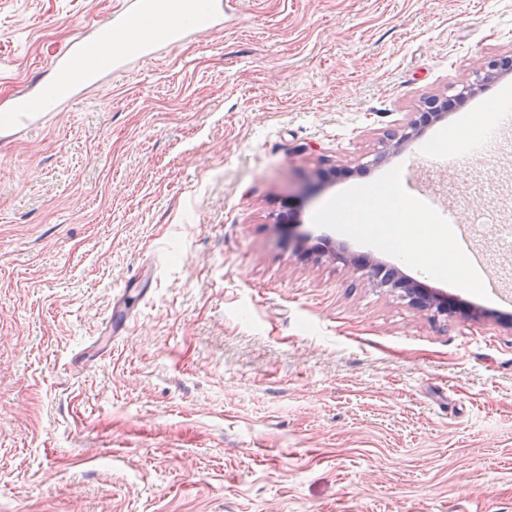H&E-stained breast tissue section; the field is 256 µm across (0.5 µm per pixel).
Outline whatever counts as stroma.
Listing matches in <instances>:
<instances>
[{
    "label": "stroma",
    "instance_id": "35a3bbf8",
    "mask_svg": "<svg viewBox=\"0 0 512 512\" xmlns=\"http://www.w3.org/2000/svg\"><path fill=\"white\" fill-rule=\"evenodd\" d=\"M119 0H0V100ZM199 33L0 139V512H512V303L339 230L355 188L475 138L512 0H228ZM425 167L512 290V133ZM293 212L291 223L278 218ZM398 267L434 317L337 261ZM503 64H509L511 66L512 58L502 57L491 60L484 58L478 60V62H476L473 67V73L475 74L476 77L475 82L463 84L462 87L457 92V94L464 95L470 92H474L477 89V86L479 85L480 82L487 78L493 77L496 74L497 70ZM444 114L442 112H423L418 117L411 118L403 129L402 134L399 137L389 136L385 141H383V148L376 157L378 160L380 157H384L390 150H394L398 148L402 143L410 139L413 135H416L420 132L421 126H424V122L426 119H430L432 122L434 120H439L443 117ZM429 122V123H430ZM487 142L475 147L474 151L470 154L471 156H460L448 153L431 160L427 157H414L410 160V166L437 164L445 169H454L460 167L466 160L473 158L487 159L491 156V146L487 147Z\"/></svg>",
    "mask_w": 512,
    "mask_h": 512
}]
</instances>
